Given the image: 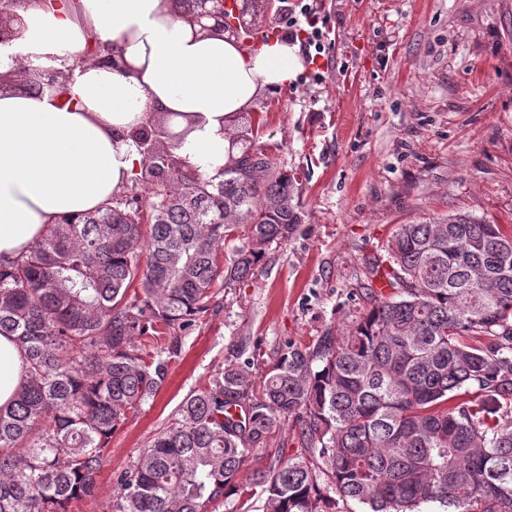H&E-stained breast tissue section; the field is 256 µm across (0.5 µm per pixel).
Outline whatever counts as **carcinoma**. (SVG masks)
I'll list each match as a JSON object with an SVG mask.
<instances>
[{
    "label": "carcinoma",
    "mask_w": 512,
    "mask_h": 512,
    "mask_svg": "<svg viewBox=\"0 0 512 512\" xmlns=\"http://www.w3.org/2000/svg\"><path fill=\"white\" fill-rule=\"evenodd\" d=\"M160 134L125 191L0 261V335L26 356L0 406V512H73L93 496L113 432L165 385L179 333L302 223L297 176L252 125L234 119L228 161L209 179L177 153L186 132L166 118L136 144ZM386 251L394 293L347 336L284 340L257 381L242 359L249 338L233 342L118 475L106 512H212L290 419L308 456L254 470L262 512H326L333 493L369 512H512V237L455 213L400 225Z\"/></svg>",
    "instance_id": "obj_1"
}]
</instances>
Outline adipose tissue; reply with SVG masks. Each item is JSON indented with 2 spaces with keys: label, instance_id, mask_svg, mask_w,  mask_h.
<instances>
[{
  "label": "adipose tissue",
  "instance_id": "ef3b65f1",
  "mask_svg": "<svg viewBox=\"0 0 512 512\" xmlns=\"http://www.w3.org/2000/svg\"><path fill=\"white\" fill-rule=\"evenodd\" d=\"M0 73H67V97L0 90V260L27 253L49 224L99 209L132 185L144 157L135 134L158 115L191 131L179 152L204 177L227 161L232 121L304 68L297 42L245 49L231 32H202L176 0H28ZM111 43L115 67L76 65L91 39ZM23 355L0 336V406Z\"/></svg>",
  "mask_w": 512,
  "mask_h": 512
}]
</instances>
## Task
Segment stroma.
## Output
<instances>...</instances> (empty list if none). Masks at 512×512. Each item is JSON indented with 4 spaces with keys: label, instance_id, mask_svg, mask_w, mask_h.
Listing matches in <instances>:
<instances>
[{
    "label": "stroma",
    "instance_id": "obj_1",
    "mask_svg": "<svg viewBox=\"0 0 512 512\" xmlns=\"http://www.w3.org/2000/svg\"><path fill=\"white\" fill-rule=\"evenodd\" d=\"M320 80L303 69L249 111L279 167L296 173L304 221L251 279L221 290L187 331L166 384L112 436L93 499L249 337L260 376L279 341L346 335L380 294L399 225L465 212L512 236V0H323ZM306 450L285 422L217 512H255L253 471Z\"/></svg>",
    "mask_w": 512,
    "mask_h": 512
}]
</instances>
